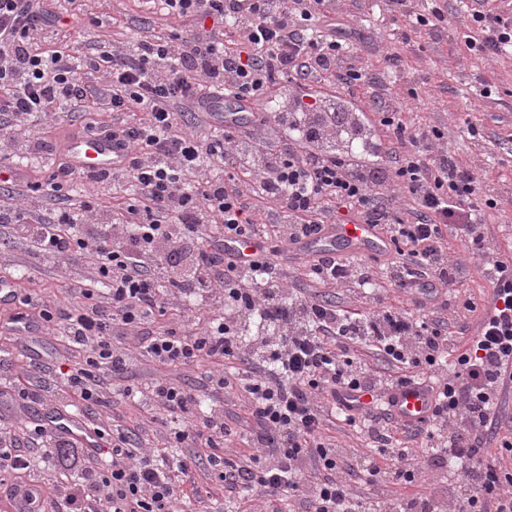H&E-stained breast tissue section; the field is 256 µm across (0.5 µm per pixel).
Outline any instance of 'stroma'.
<instances>
[{
  "instance_id": "1",
  "label": "stroma",
  "mask_w": 512,
  "mask_h": 512,
  "mask_svg": "<svg viewBox=\"0 0 512 512\" xmlns=\"http://www.w3.org/2000/svg\"><path fill=\"white\" fill-rule=\"evenodd\" d=\"M432 4L446 20L419 33L408 28L391 0H336V19L344 25L339 64L365 74L356 90L360 105L378 100L400 109L408 126L439 128L463 166L480 174L483 191L498 201L497 208L479 215L485 245L507 259L512 257V56L492 59L467 48L463 34L472 0H432ZM52 10L68 22L50 27V35L74 51L85 50L96 40H111L116 23L125 25L131 36L143 26L162 37L176 28L174 20L145 10L140 0H54ZM470 124L478 128V135L467 133ZM444 245L460 264L452 294L487 305L492 289L476 256L455 229L445 230ZM80 271L77 265L44 264L23 243L0 249V275H20L19 285L28 291L66 298L77 287ZM65 353L56 337L42 332L18 336L0 327V421L7 423L24 414L35 427L65 409L69 400L58 381ZM27 364L32 367L31 388L42 396L36 403L23 402L14 389L20 367ZM215 369L214 363L203 360L170 368L167 374L199 390L211 406L244 416L243 401L226 399L221 391L210 389L208 377ZM81 414L108 433L145 421L142 408L127 400L116 401L108 415L96 406L82 408Z\"/></svg>"
}]
</instances>
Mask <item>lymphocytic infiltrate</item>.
<instances>
[{"label":"lymphocytic infiltrate","mask_w":512,"mask_h":512,"mask_svg":"<svg viewBox=\"0 0 512 512\" xmlns=\"http://www.w3.org/2000/svg\"><path fill=\"white\" fill-rule=\"evenodd\" d=\"M167 16L191 20L190 36L149 32L97 45L80 56L44 47L54 19L48 0H0V153L51 152L48 190L30 188L19 202L0 204V224L33 244L47 262L83 261L86 274L67 302L16 291L20 309L40 329L64 339L77 358L65 388L87 405L101 401L107 379H123L138 357L159 365H191L210 357L230 372L210 375L225 397L243 396L245 423L203 412L198 395L165 378L123 394L175 426L167 462L155 449L129 450L118 434L108 457L92 459L72 438H43L59 463L81 473L78 493L63 484L40 490L39 512H175L196 483L197 451L224 487L227 512H254L255 500L291 501L292 512H512V441L488 445L500 425L501 394L512 383V261L485 249L477 214L497 201L478 175L461 166L438 128L408 130L400 112L368 115L336 92L364 75L338 65L341 44L332 0H252L243 11L229 0H144ZM481 38L469 50H512V20L472 9ZM101 85L86 84L85 70ZM274 111L246 124L216 126L203 105L217 92ZM100 120L80 126L88 137L123 149L118 167H76L57 138L34 136L36 120L85 107ZM195 127L183 128L182 108ZM409 148L394 164L378 130ZM113 187L80 207L67 206L74 179ZM370 224L389 242L386 276L418 297L428 311L413 318L373 292L371 267L328 254L307 255L306 278L328 287L364 290L353 315L335 301L294 296L279 258L330 224ZM454 225L480 257L492 287L466 348L448 332L449 303L438 292L454 285L458 266L442 246ZM225 240L259 241L249 263L205 245L209 231ZM200 309L193 330L178 322L154 325L172 301ZM452 375H442L447 363ZM437 389L431 413L406 424L385 398L410 382ZM355 392L371 401L356 407ZM359 428L373 446L348 454L324 431L331 418ZM422 436L406 446L400 431ZM247 445L232 461L217 448ZM434 481L432 492L405 498L400 488Z\"/></svg>","instance_id":"f902f5d3"}]
</instances>
